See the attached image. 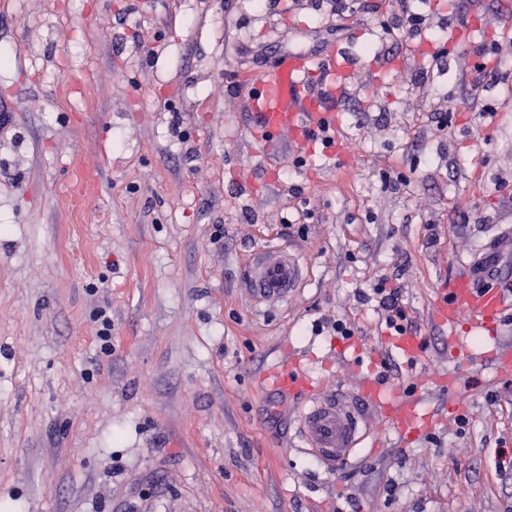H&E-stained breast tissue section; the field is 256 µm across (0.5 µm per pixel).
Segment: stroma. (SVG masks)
I'll return each mask as SVG.
<instances>
[{
  "instance_id": "stroma-1",
  "label": "stroma",
  "mask_w": 512,
  "mask_h": 512,
  "mask_svg": "<svg viewBox=\"0 0 512 512\" xmlns=\"http://www.w3.org/2000/svg\"><path fill=\"white\" fill-rule=\"evenodd\" d=\"M407 11L480 27L440 55L428 30L383 32ZM510 40L512 0H0V512H512V376L491 361L512 311L472 338L462 416L432 388L436 429L333 471L302 448V397L265 380L290 356L351 391L330 322L382 327L359 297L379 276L426 344L414 365L383 351L391 382L448 370L430 312L449 279L491 264L512 290V70L473 53ZM338 48L357 62L340 152L255 144L240 72ZM268 245L304 265L283 306L242 292Z\"/></svg>"
}]
</instances>
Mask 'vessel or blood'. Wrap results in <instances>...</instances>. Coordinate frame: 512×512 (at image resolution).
Instances as JSON below:
<instances>
[{"label": "vessel or blood", "instance_id": "obj_1", "mask_svg": "<svg viewBox=\"0 0 512 512\" xmlns=\"http://www.w3.org/2000/svg\"><path fill=\"white\" fill-rule=\"evenodd\" d=\"M355 71L354 58L341 49L319 61L305 53L279 56L271 68L253 76L250 82L256 137L271 141L287 133L296 144H315L323 127L334 121L330 102L337 91L352 82ZM301 279L297 255L288 248L269 246L250 259L243 286L254 304L278 305L287 302ZM506 308L499 289L473 287L467 275L457 277L448 288L442 289L432 316L436 323L448 329V360L453 370L440 377V385L457 392L456 370L473 358L470 334L493 332ZM388 343L414 362L424 353V344L416 337L391 339L381 332L376 334L372 345L352 337L337 343L336 351L367 356L374 364L379 359L380 348ZM267 378L275 386L306 397L307 404L299 416V432L308 453L331 470L353 460L366 438L362 404L378 408L387 427L409 440L427 433L436 424L433 416L424 413L414 386H388L370 373L362 375L352 395L324 394L318 380L295 360L281 363Z\"/></svg>", "mask_w": 512, "mask_h": 512}]
</instances>
